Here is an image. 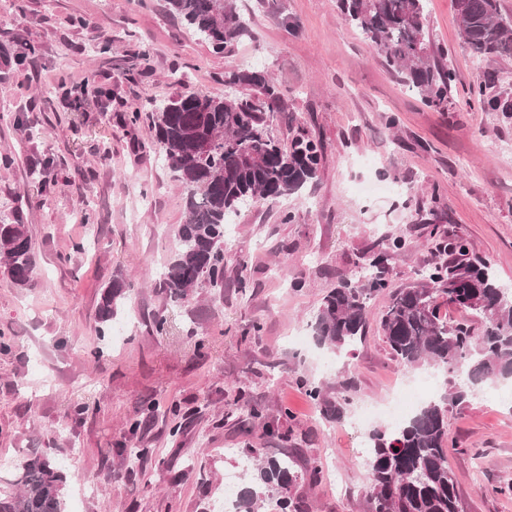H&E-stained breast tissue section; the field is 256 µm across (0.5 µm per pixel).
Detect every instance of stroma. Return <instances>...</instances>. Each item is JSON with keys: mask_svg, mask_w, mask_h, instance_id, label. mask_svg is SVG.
<instances>
[{"mask_svg": "<svg viewBox=\"0 0 512 512\" xmlns=\"http://www.w3.org/2000/svg\"><path fill=\"white\" fill-rule=\"evenodd\" d=\"M236 3L248 32L216 54L167 0H0V217L22 210L37 259L30 288L0 264V340L10 345L0 351V474L51 454L79 512H220L226 483L248 481L245 448L293 460L306 512H371L367 434L389 422L361 427L356 416L390 400L395 379L430 373L406 372L384 339L377 319L391 292L417 282L435 228L467 240L512 286V117L468 100L485 71L512 91V59H474L459 44L454 0H427L430 37L457 75L450 110L438 112L335 0ZM98 33L110 53L93 54ZM18 37L37 48L20 69L3 54ZM253 63L286 95L270 136L286 145L303 129L322 140L317 178L240 212L223 287L204 283L172 303L138 282L101 326L113 275H158L185 220L180 181L151 150L148 123L127 114L184 87L224 97L225 70ZM100 84L111 99L94 96ZM17 113L25 128L13 125ZM396 237L404 246L367 302L364 339L345 356L316 345L323 296ZM313 386L344 401L340 420L323 418ZM151 401L153 419L130 433ZM249 404L262 418L247 416ZM271 424L282 438L268 435ZM448 438L463 512H512V412L496 392L449 407ZM120 442L152 455L130 464L114 451Z\"/></svg>", "mask_w": 512, "mask_h": 512, "instance_id": "35a3bbf8", "label": "stroma"}]
</instances>
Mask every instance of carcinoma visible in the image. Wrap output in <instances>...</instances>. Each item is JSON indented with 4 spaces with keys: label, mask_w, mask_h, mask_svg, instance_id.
Listing matches in <instances>:
<instances>
[{
    "label": "carcinoma",
    "mask_w": 512,
    "mask_h": 512,
    "mask_svg": "<svg viewBox=\"0 0 512 512\" xmlns=\"http://www.w3.org/2000/svg\"><path fill=\"white\" fill-rule=\"evenodd\" d=\"M170 10L212 52L246 34L247 20L234 0H168ZM460 20L459 42L477 60L512 58V18L501 14L499 0H454ZM344 20L372 44L378 57L403 76L421 101L448 111L456 76L448 51L433 44L426 26L424 0H336ZM494 77L471 93L489 110L512 112V96L491 92ZM233 94L215 98L187 90L155 106L148 115L151 146L185 190L187 219L178 230L180 250L158 276L166 300H190L208 278L224 282V231L248 200H278L301 191L317 177L320 142L299 135L283 147L268 135L265 115L285 108V93L257 65L224 73ZM403 247L395 238L378 244L364 276L343 279L322 299L314 322L318 345L341 351L364 335L367 300L386 287L391 260ZM438 259L427 263L421 279L395 292L378 318L398 363L407 371L424 365L450 375L446 401L465 402L488 383L512 380V289L500 284L491 264L470 255L461 239L437 242ZM0 261L16 286L32 285L34 252L20 212L0 218ZM132 284L113 276L97 309L98 320L117 315ZM443 298L468 315L450 326L440 317ZM323 415L336 420L344 407L309 389ZM447 408L421 407L410 419L367 436L364 466L373 512H462L457 481L448 466ZM249 485L237 492V512H257L258 502L277 497L283 512H303L290 492L298 479L285 459L257 461L246 449ZM67 473L37 454L18 464L0 485V512H65Z\"/></svg>",
    "instance_id": "obj_1"
}]
</instances>
